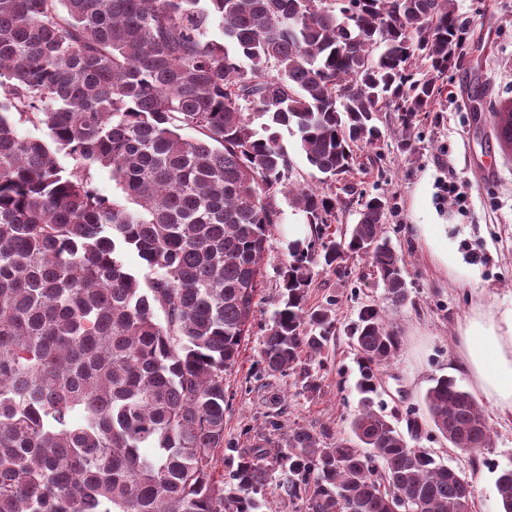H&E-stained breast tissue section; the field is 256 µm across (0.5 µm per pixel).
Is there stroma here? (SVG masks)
Segmentation results:
<instances>
[{
  "mask_svg": "<svg viewBox=\"0 0 512 512\" xmlns=\"http://www.w3.org/2000/svg\"><path fill=\"white\" fill-rule=\"evenodd\" d=\"M454 4L463 25L461 47L448 71L445 94L412 131V153L381 145L380 158L353 178L363 194L387 197L385 231L407 268L409 300L389 316L402 345L380 370L377 397L386 414L400 421L410 413L424 415L423 398L434 377L449 375L472 389L459 360L460 328L476 300L512 303V150L500 148L492 125L495 103L512 98V0ZM451 182L462 201L444 193ZM303 221L301 213L287 206L281 223L270 228L259 303L225 380L229 407L218 467L223 476L235 467L237 449L251 447L264 428L273 392L283 397L276 439H286L298 424L328 428L335 437L350 435L349 420L359 399L358 366L346 328L357 321L363 306L385 302L384 289L365 260L350 257L338 269L315 270L307 304L333 300L338 321L325 362L309 366L320 386L318 395L298 393L293 374L268 376L260 365L262 342L280 300L288 227ZM423 224L442 226L436 245L421 235ZM450 246L462 260L447 269L437 253ZM484 409L493 441L478 454L451 447L429 426L411 445L428 449L471 482L472 512H501L495 482L501 469L512 467V420L502 419L492 404Z\"/></svg>",
  "mask_w": 512,
  "mask_h": 512,
  "instance_id": "1",
  "label": "stroma"
}]
</instances>
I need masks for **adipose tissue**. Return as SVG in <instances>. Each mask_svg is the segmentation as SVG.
<instances>
[{"label":"adipose tissue","instance_id":"ef3b65f1","mask_svg":"<svg viewBox=\"0 0 512 512\" xmlns=\"http://www.w3.org/2000/svg\"><path fill=\"white\" fill-rule=\"evenodd\" d=\"M460 362L480 393L512 416V304L476 303L459 336Z\"/></svg>","mask_w":512,"mask_h":512}]
</instances>
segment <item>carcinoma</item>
Returning <instances> with one entry per match:
<instances>
[{"mask_svg":"<svg viewBox=\"0 0 512 512\" xmlns=\"http://www.w3.org/2000/svg\"><path fill=\"white\" fill-rule=\"evenodd\" d=\"M461 30L453 0H0V512H259L272 456L305 512H459L470 482L375 402L401 345L387 310L409 300L388 199H365L342 241L325 236L340 196L296 178L281 130L328 186L387 136L412 152ZM382 111L397 113L388 135ZM492 118L512 150V100ZM21 121L41 135L18 136ZM103 169L121 196L97 192ZM279 196L314 240L288 245L263 371L319 391L302 356L337 327L333 300L306 306L316 267L367 259L388 308L349 328L351 439L298 425L272 450L263 433L226 483L224 374ZM424 403L426 423L406 417L412 437L427 424L454 447L490 446L483 406L454 377ZM496 490L512 512V469Z\"/></svg>","mask_w":512,"mask_h":512,"instance_id":"cac0c4a2","label":"carcinoma"}]
</instances>
